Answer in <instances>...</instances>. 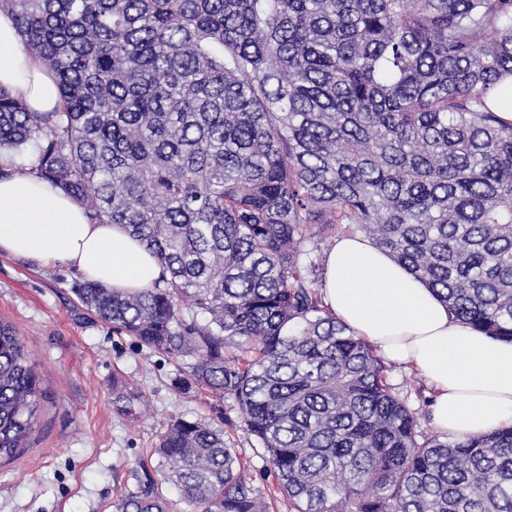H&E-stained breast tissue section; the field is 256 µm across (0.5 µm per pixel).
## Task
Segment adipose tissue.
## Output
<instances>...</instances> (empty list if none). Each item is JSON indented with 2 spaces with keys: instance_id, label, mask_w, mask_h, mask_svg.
<instances>
[{
  "instance_id": "ef3b65f1",
  "label": "adipose tissue",
  "mask_w": 512,
  "mask_h": 512,
  "mask_svg": "<svg viewBox=\"0 0 512 512\" xmlns=\"http://www.w3.org/2000/svg\"><path fill=\"white\" fill-rule=\"evenodd\" d=\"M0 88L30 111L51 112L54 74L28 53L13 15L0 11ZM132 293L152 287L158 259L119 224L90 223L83 206L27 170L0 172V251ZM324 301L387 361L415 368L434 390L431 419L448 438L512 426V342L452 319L435 291L366 237L344 236L328 251Z\"/></svg>"
}]
</instances>
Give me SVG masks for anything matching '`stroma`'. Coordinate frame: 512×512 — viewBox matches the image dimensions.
<instances>
[{
    "mask_svg": "<svg viewBox=\"0 0 512 512\" xmlns=\"http://www.w3.org/2000/svg\"><path fill=\"white\" fill-rule=\"evenodd\" d=\"M81 276L0 254V321L14 326L45 392L34 431L0 461V512H114L138 489L171 421L202 417L224 431L269 512H292L269 476L263 450L238 425L233 399L212 401L183 385V362L142 347L87 313L73 292ZM389 381L433 435L429 388L413 370L389 366ZM129 399L116 403L117 394Z\"/></svg>",
    "mask_w": 512,
    "mask_h": 512,
    "instance_id": "1",
    "label": "stroma"
}]
</instances>
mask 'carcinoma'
Here are the masks:
<instances>
[{
    "instance_id": "obj_1",
    "label": "carcinoma",
    "mask_w": 512,
    "mask_h": 512,
    "mask_svg": "<svg viewBox=\"0 0 512 512\" xmlns=\"http://www.w3.org/2000/svg\"><path fill=\"white\" fill-rule=\"evenodd\" d=\"M60 108L0 89V150L159 260L76 285L112 330L231 397L294 512H512V427L422 436L325 305L321 246L361 234L448 312L512 341V0H0ZM42 380L0 322V456ZM115 512H266L224 430L176 418Z\"/></svg>"
}]
</instances>
